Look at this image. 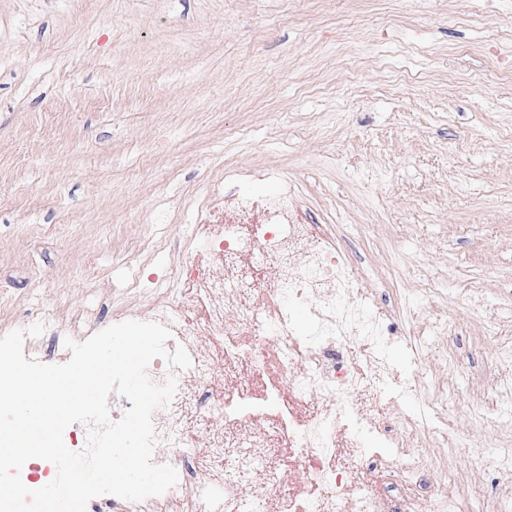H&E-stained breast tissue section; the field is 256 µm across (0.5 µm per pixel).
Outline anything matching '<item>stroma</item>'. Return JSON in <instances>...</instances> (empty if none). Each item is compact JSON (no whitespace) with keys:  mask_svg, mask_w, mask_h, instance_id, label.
Masks as SVG:
<instances>
[{"mask_svg":"<svg viewBox=\"0 0 512 512\" xmlns=\"http://www.w3.org/2000/svg\"><path fill=\"white\" fill-rule=\"evenodd\" d=\"M228 163L288 179L353 256L395 368L403 333L448 324L422 368L457 398L450 431L512 449V400L477 412L483 352L512 356V0H0V321L144 320L184 243L221 230L196 205ZM229 378L268 374L219 348L197 385ZM181 430L204 459L224 417ZM285 443L268 441L273 501L305 479ZM450 487L468 512L512 500L462 456Z\"/></svg>","mask_w":512,"mask_h":512,"instance_id":"1","label":"stroma"}]
</instances>
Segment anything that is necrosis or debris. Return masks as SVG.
<instances>
[{
  "mask_svg": "<svg viewBox=\"0 0 512 512\" xmlns=\"http://www.w3.org/2000/svg\"><path fill=\"white\" fill-rule=\"evenodd\" d=\"M272 178L267 171L232 170L214 184L201 213L205 221L219 214L224 217L223 232L204 242L211 263L186 261L180 274L181 304H172L167 290L156 292L152 321L173 332L191 359L185 370L170 368L160 359L147 370L154 383L176 380L172 401L156 408L152 419L157 443L171 449L162 461L177 470V484L139 502L105 495L101 504L109 512H385L386 501H403L405 492L412 490L432 494L434 512H462L456 495L447 488L444 464L426 466L419 451L423 432L446 433L453 403L446 389L419 371L428 340L426 328L407 334L410 370L405 379L396 380L385 357L388 331L372 298L358 288L350 258L323 231L299 220L291 185L281 184L271 195H254L243 188L244 183ZM219 201L224 204L220 210L215 207ZM255 256L277 270V285L268 290L260 308L242 305L240 297L241 264ZM201 300L207 302L208 313L200 327L213 343L223 346L225 366L263 360L276 369L278 381L258 394L235 383L220 394L188 389V379L211 365L209 353L197 344L199 326L191 314L194 303ZM229 307L237 311L231 321L224 317ZM299 309L308 319L309 333L297 329ZM361 341L373 342L375 351L366 352L360 361L344 358V351ZM412 390L426 392V399L419 410L400 412L399 399ZM314 392L323 394L324 404L312 411L308 397ZM365 394L384 402L398 432L385 430L363 406ZM188 405L204 414H223L229 436L214 441L213 449L249 451L244 462L212 471V480L224 488L222 497H212L198 481L199 461L177 449L180 419ZM272 421L285 426L289 456L307 474L303 486L274 504L259 490L247 499L238 493L244 479L274 478L261 431ZM349 450L370 466L396 471L397 480L379 492L352 479L344 463Z\"/></svg>",
  "mask_w": 512,
  "mask_h": 512,
  "instance_id": "necrosis-or-debris-1",
  "label": "necrosis or debris"
}]
</instances>
